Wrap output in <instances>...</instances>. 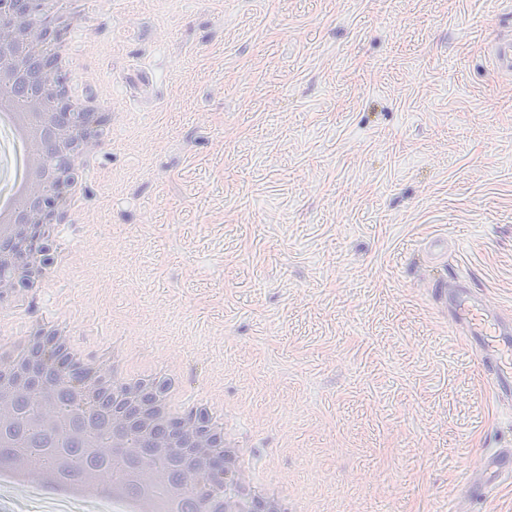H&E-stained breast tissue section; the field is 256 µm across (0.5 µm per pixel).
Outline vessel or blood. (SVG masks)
<instances>
[{
	"label": "vessel or blood",
	"instance_id": "vessel-or-blood-1",
	"mask_svg": "<svg viewBox=\"0 0 512 512\" xmlns=\"http://www.w3.org/2000/svg\"><path fill=\"white\" fill-rule=\"evenodd\" d=\"M487 55L494 68L512 74V38L498 37L487 45ZM448 274H440L433 283V302L447 318L454 333L462 336L497 400H512V318L491 305L486 289L462 280L449 285ZM474 477L464 495L470 501L485 499L512 476V448L477 458Z\"/></svg>",
	"mask_w": 512,
	"mask_h": 512
}]
</instances>
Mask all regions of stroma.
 Segmentation results:
<instances>
[{"mask_svg": "<svg viewBox=\"0 0 512 512\" xmlns=\"http://www.w3.org/2000/svg\"><path fill=\"white\" fill-rule=\"evenodd\" d=\"M66 34L112 146L65 274L92 347L178 375L308 512H476V456L512 448L470 350L431 301L427 240L512 311V75L488 41L512 0H117ZM224 402L207 405L208 394ZM0 512H113L0 482Z\"/></svg>", "mask_w": 512, "mask_h": 512, "instance_id": "obj_1", "label": "stroma"}]
</instances>
